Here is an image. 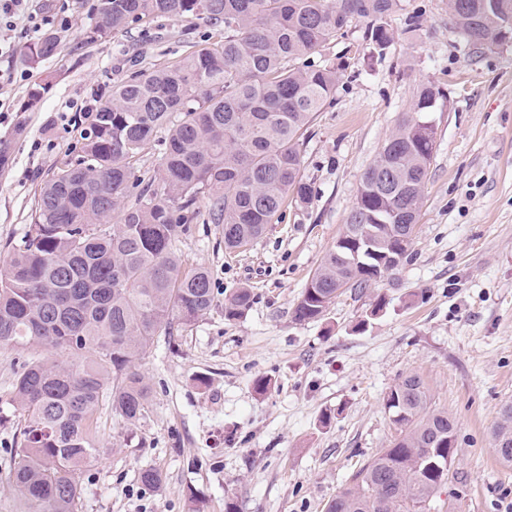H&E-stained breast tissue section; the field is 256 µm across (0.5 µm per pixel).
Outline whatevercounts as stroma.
<instances>
[{
  "instance_id": "obj_1",
  "label": "stroma",
  "mask_w": 512,
  "mask_h": 512,
  "mask_svg": "<svg viewBox=\"0 0 512 512\" xmlns=\"http://www.w3.org/2000/svg\"><path fill=\"white\" fill-rule=\"evenodd\" d=\"M94 0H30L64 9L60 50L33 66L22 54L0 70L25 72L0 84V259L20 243L41 185L72 157L78 131L61 113L89 108L123 80L131 62L160 68L205 43L201 19L130 23L89 41ZM421 15L415 37L405 13ZM398 34L373 58L356 24L322 47L340 67L331 105L310 122L301 152L309 204L284 208L251 245L227 251L206 199L177 244L186 264L213 273L211 311L159 338L142 362L150 397L140 418L121 419L109 402L94 414L99 456L83 467L79 512H325L357 468L398 434L384 397L419 374L431 405L458 422L457 477L433 512H507L512 467L499 463L491 430L512 402V43L478 50L448 19V0H401ZM53 83L30 112L20 105L43 75ZM440 89L446 108L428 115L437 132L409 257L363 294L337 297L323 319L297 322L293 309L356 201L361 175L421 84ZM248 287L253 302L228 320L224 300ZM389 299L367 319L377 296ZM44 347H0V512H19L11 458L21 419L12 402L24 364L55 361ZM268 386L258 390L256 382ZM147 469L160 486L142 484Z\"/></svg>"
}]
</instances>
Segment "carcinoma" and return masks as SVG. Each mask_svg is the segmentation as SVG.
Segmentation results:
<instances>
[{
    "instance_id": "cac0c4a2",
    "label": "carcinoma",
    "mask_w": 512,
    "mask_h": 512,
    "mask_svg": "<svg viewBox=\"0 0 512 512\" xmlns=\"http://www.w3.org/2000/svg\"><path fill=\"white\" fill-rule=\"evenodd\" d=\"M401 0H97L87 38L95 41L150 16H193L214 41L156 70H135L92 110L75 158L41 187L27 233L0 261V346L37 344L67 352L65 362L32 361L18 374L13 402L23 418L12 466L23 512H78L81 469L98 453L92 418L109 399L133 422L150 388L138 364L154 341L210 311L212 273L187 266L177 249L208 200V221L224 247H246L291 203L308 201L301 142L312 116L333 100L334 63L311 56L365 22L364 38L381 57L393 42ZM450 24L470 45L512 35V0H454ZM59 48L47 31L28 44L38 65ZM52 77L21 105L34 110ZM422 85L361 176L344 230L375 231L374 251L337 245L309 277L295 307L298 322L321 320L336 297L358 294L407 259V225L417 222L432 159L420 121L433 110ZM161 142L158 184L132 180L140 155ZM119 223H113L115 211ZM252 293L224 301L240 317ZM399 436L336 494L326 512H430L448 484L456 453L455 418L430 406L417 374L384 398ZM498 460L512 465V403L492 433Z\"/></svg>"
}]
</instances>
